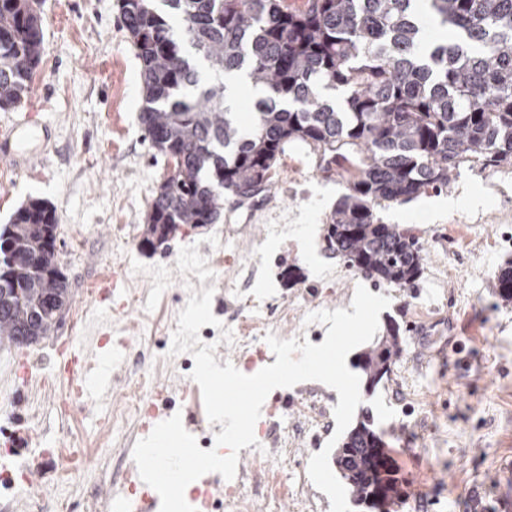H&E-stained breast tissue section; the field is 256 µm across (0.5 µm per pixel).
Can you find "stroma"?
Here are the masks:
<instances>
[{
  "label": "stroma",
  "mask_w": 512,
  "mask_h": 512,
  "mask_svg": "<svg viewBox=\"0 0 512 512\" xmlns=\"http://www.w3.org/2000/svg\"><path fill=\"white\" fill-rule=\"evenodd\" d=\"M39 9L41 62L20 109H37L53 130L27 140V149L47 155L31 173L0 166V228L30 199L55 208L57 261L70 301L52 337L20 348L0 344V387L11 391L0 402V429L14 446L55 448L71 432L95 438L124 400L126 345L152 334L171 344L168 326L190 291L213 289L212 313L225 322L237 313L239 288L283 302L311 288L316 312L350 308L362 285L390 299L379 335L395 326L402 341L388 378L361 402L396 462L406 496L401 512H473L476 500L481 512H499V499L512 497V483L498 478L512 462V302L498 296L495 276L512 263V219L500 217L502 208L512 209V196L502 195L512 187V166H465L448 187L377 207L383 223L411 229L424 248L423 273L407 288L355 270L331 280L338 258L326 246V225L346 179L341 168L322 170L316 151L300 142L285 144L256 205L225 193L218 223L146 251L143 226L169 165L138 119L141 62L118 0H39ZM285 219L293 225L289 237L269 235V225ZM118 224L120 239L112 232ZM130 288L139 300L126 307ZM64 339L109 358L107 375L95 368L77 378L66 373L56 351ZM76 379L83 399L61 415L54 396ZM103 379L112 385L105 396L96 390ZM158 385L155 421L198 415V406L182 400L184 380L162 373ZM20 462L40 468L47 495L82 494L97 467L90 458L77 467L25 454Z\"/></svg>",
  "instance_id": "35a3bbf8"
}]
</instances>
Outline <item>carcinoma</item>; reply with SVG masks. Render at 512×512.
<instances>
[{
  "label": "carcinoma",
  "instance_id": "cac0c4a2",
  "mask_svg": "<svg viewBox=\"0 0 512 512\" xmlns=\"http://www.w3.org/2000/svg\"><path fill=\"white\" fill-rule=\"evenodd\" d=\"M418 0H118L142 63L140 121L153 147L176 162L152 197L144 238L166 241L168 224H213L223 198L271 184L282 144L300 140L320 159L354 169L331 213L328 248L347 267L396 288L422 274L418 239L383 224L375 208L448 185L463 166L512 165V0H426L443 35L423 37ZM36 0H0V111L20 106L41 60ZM242 71L262 92L247 129L224 107V75ZM54 210L32 199L4 234L11 254L0 289V341L47 337L69 301L66 281L46 275L56 253L43 245ZM512 301V265L496 275ZM50 296L57 310L46 307ZM401 354L393 332L358 361L367 388ZM382 437L364 414L336 449V469L358 505L376 502L364 458Z\"/></svg>",
  "mask_w": 512,
  "mask_h": 512
}]
</instances>
